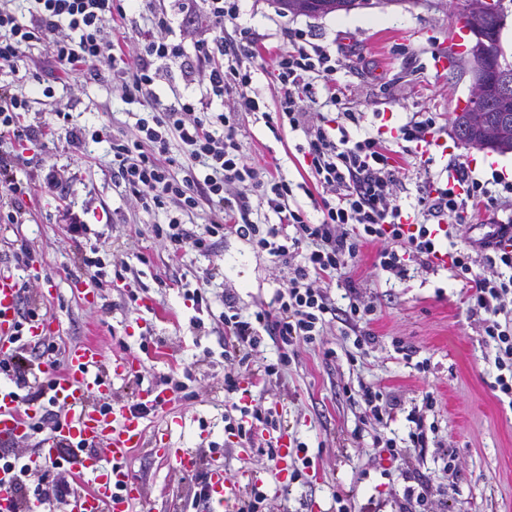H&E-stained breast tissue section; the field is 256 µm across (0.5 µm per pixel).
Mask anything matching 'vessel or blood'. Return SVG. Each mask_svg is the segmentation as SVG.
Segmentation results:
<instances>
[{"label":"vessel or blood","mask_w":512,"mask_h":512,"mask_svg":"<svg viewBox=\"0 0 512 512\" xmlns=\"http://www.w3.org/2000/svg\"><path fill=\"white\" fill-rule=\"evenodd\" d=\"M20 288L11 276L0 274V359L10 358L15 352L12 337L17 330V307ZM110 382L100 370V359L96 351L84 345H73L66 349L63 369L54 376L50 388L53 403L67 407V415L59 420L55 431L42 441L41 455L54 460L63 445L78 446L89 443H106L112 462L101 465L92 457L79 458L77 472L92 475L91 487L78 493L71 512H129L131 502L140 495L138 485L121 466L129 451L144 443V428L139 415L123 411L110 417L102 415L92 398L107 392ZM38 403L24 402L7 378H0V440H17L27 435L25 418L37 415ZM227 479L224 467L210 466L208 484L210 500L208 512H224L230 507L227 496Z\"/></svg>","instance_id":"b4317fda"}]
</instances>
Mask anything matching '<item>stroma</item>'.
I'll return each mask as SVG.
<instances>
[{"label":"stroma","mask_w":512,"mask_h":512,"mask_svg":"<svg viewBox=\"0 0 512 512\" xmlns=\"http://www.w3.org/2000/svg\"><path fill=\"white\" fill-rule=\"evenodd\" d=\"M160 4L172 22L170 40L184 55H192L197 41L212 38V29L187 15L180 0ZM125 10V18L112 24V37L130 45L151 29L154 18L144 0H127ZM236 24L258 40L252 86L267 103L278 95L272 71L277 56L289 48L285 33L299 28L309 41L340 55L327 83L337 111L363 116L360 125L349 126L351 136L387 134L414 113H436L439 144L431 154L394 158L402 168L398 196L404 210L417 211L419 196L445 183L451 163H464L482 181L512 173V153L470 148L453 133L452 114L467 102L473 78L465 67H433L434 53L449 48L460 35L458 19L439 0H404L400 5L371 0L367 6L326 15L283 11L274 0H239ZM121 83V75L108 70L95 78L48 75L24 83L0 70V85L30 96L28 123L53 127V138L35 157L54 166L62 181L57 191L36 193L23 223L0 224V257L23 241L33 249V265H14L10 271L54 319L50 341L89 344L107 367L128 354L139 358L137 373L111 376L110 394L95 397V404H132L163 375L189 372L186 384L192 398H172L166 412L145 416V444L124 460L141 492L134 512H179L191 504L196 478L206 473L213 458L223 462L230 480L251 473L265 486L268 499L261 512H332L337 492L352 495L358 512L371 503L393 512L405 483L401 476L382 475L373 440L383 432L407 436L412 427L408 414L429 392L438 404L426 421L435 427V443L454 455L457 470L447 475L442 462L411 449L405 455L406 468L434 486L454 481L456 492L442 512H512V408L491 387L492 353L479 341L462 279L441 269L415 271L401 282L387 280L375 266L373 246L363 250L353 269L337 273L331 293L340 308L346 306L353 284L376 299L371 323L375 345H358L350 329L331 321L320 344L297 348L262 393L265 402L276 403L289 440L299 444L292 466L304 469V476L294 480L281 475L255 449L239 445L228 428L222 388L229 368L224 359V291L234 289L240 313L251 316L257 304L270 302L284 287L288 268L272 266L266 255L232 235L212 237L209 250L188 247L177 254L153 237V225L166 221L164 211L144 209L135 201L112 175L109 141L93 136L104 126L132 131L146 116L145 106L123 97ZM46 84L53 89L52 97L42 94ZM202 90L175 61L167 62L154 87L164 107ZM75 127L87 132L79 145L69 137ZM300 141V134L273 130L258 114L242 123L243 152L279 166L281 175L295 184L308 178L295 149ZM69 209L83 214L88 225L78 244L62 221ZM509 222L512 199L493 212H480L476 221L455 231L454 239L477 246L486 241L491 225ZM92 245L100 249L103 268L99 299L89 304L72 283L83 274L80 247ZM208 271L213 277L202 283ZM165 275L181 278L182 287L161 285ZM198 287L209 300L202 309L185 296ZM398 340L411 347V354L397 351ZM368 383L386 387L401 401L388 428L361 419L356 399L361 385ZM162 448L196 449V471L185 472L165 461L158 454ZM306 457L313 461L307 469L302 466Z\"/></svg>","instance_id":"1"}]
</instances>
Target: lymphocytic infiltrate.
Listing matches in <instances>:
<instances>
[{
	"instance_id": "f902f5d3",
	"label": "lymphocytic infiltrate",
	"mask_w": 512,
	"mask_h": 512,
	"mask_svg": "<svg viewBox=\"0 0 512 512\" xmlns=\"http://www.w3.org/2000/svg\"><path fill=\"white\" fill-rule=\"evenodd\" d=\"M10 0H0V68L16 72L34 65L27 52L44 46L51 64L63 74L96 76L102 69L122 74V94L128 100L152 101L153 85L160 62L181 54L179 45L169 42L171 21L166 12L154 15V28L141 34L134 54L117 49L104 26L114 17L124 16L123 0H35L36 7L22 16L9 9ZM187 13L203 18L216 36L197 42L195 61L203 67L207 81L200 99H187L161 110L149 119H139L133 136H119L100 129L110 139L112 165L135 198L144 206L168 210L166 225H154L155 237L166 240L173 252L192 247L206 249L210 237L225 233L248 241L266 254L273 265H286L288 283L274 300L261 305L253 318L237 312L233 289L224 291V345L226 360L237 363L238 371L224 375V392L235 397L243 387L265 385L274 369L258 364L253 352L262 336L296 348L314 344L328 319L340 320L356 332L359 343L374 344L376 337L367 326L377 312L373 298L359 287L349 290L348 304L335 305L330 282L337 271L359 258L365 244L378 242V266L388 278L405 280L411 268L433 270L438 239L434 224L451 220L470 221L475 207L494 208L499 199L484 183L472 177L461 164L455 165L451 184L435 185L432 193L418 200L420 221L405 224L403 208L396 194L400 170L391 158V143L381 136L364 135L351 139L347 123H359L355 113L343 119L328 118L312 111L320 93L318 78L336 70V59L325 48L305 46L302 30L292 29L291 50L279 56L273 74L279 90L276 124L301 135L297 150L314 179L308 205L293 196L290 182L243 153L237 138L241 117L265 112L267 104L252 87V62L257 39L240 31L234 47L222 36L224 23L236 19L235 0H184ZM77 32L71 40L69 32ZM236 94L232 110L211 112L213 99L225 92ZM29 100L0 86V142L13 150L0 154V223H20L26 213L33 188L56 189L60 177L53 167L38 166L28 181L18 180L13 169L23 162L26 151L45 146L51 136L46 125L26 124ZM177 134L189 147L204 175L182 181L170 178L160 158L166 155L170 134ZM267 206L278 216L277 223L265 226L246 218L249 197ZM208 205L214 219L200 226L184 222L185 213ZM317 219H310V212ZM449 266L467 287L469 311L477 322V333L494 353L497 374L492 388L512 400V245L493 249L487 261L490 273L477 271L472 249L449 244ZM55 343L47 340H18L14 355L0 360V375L11 377L24 392V399L43 398L59 369ZM45 359L48 368L34 372L31 357ZM247 425L237 428V436L248 447H259L267 461H274L272 441L256 442L257 427H280L272 410L241 406ZM59 459L44 467L39 452L18 455L0 448V471L11 480L16 512H26L31 497H39L49 512H67L70 498L79 484L63 462L72 455L69 447L58 450Z\"/></svg>"
}]
</instances>
